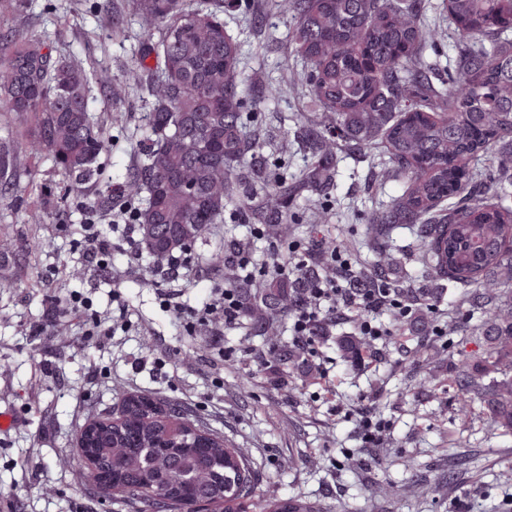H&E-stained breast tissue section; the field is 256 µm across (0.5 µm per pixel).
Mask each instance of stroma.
<instances>
[{
  "instance_id": "1",
  "label": "stroma",
  "mask_w": 512,
  "mask_h": 512,
  "mask_svg": "<svg viewBox=\"0 0 512 512\" xmlns=\"http://www.w3.org/2000/svg\"><path fill=\"white\" fill-rule=\"evenodd\" d=\"M116 18L123 32L111 38L106 28ZM223 18L247 79L243 119L273 134L256 155L267 179L295 187L284 218L271 220L261 196L228 202L220 222L192 244L189 271L175 278L156 275L149 254L132 257L116 233L113 274L105 277L78 247L82 206L121 217V185L144 154L146 112L145 94L126 86L125 73L147 38L131 0H0V31L36 30L54 54L95 60L112 76L109 86H91L92 114L104 118L109 140L96 183L76 191L41 159L31 165L34 193L0 198V238L10 244L17 280L13 293L0 295V408L17 417L0 431V512H121L83 488L71 458L79 427L131 395L175 404L196 426L223 435L270 499L314 512H451L457 500L474 512H512V435L488 434L476 414L460 418L449 381L459 359L485 352L482 314L469 307L468 289L425 262L416 225L387 238L366 233L372 212L400 191L383 175L389 162L382 150L341 147L331 177L299 185L318 159L305 135L320 129L321 116L301 64L288 57L275 0H229ZM268 84L283 86L278 100L263 97ZM302 113L308 123L298 122ZM336 238L358 269H381L393 287L419 299L404 331L377 338L376 359H347L338 350L337 337L356 333L349 321L332 339L301 347L288 311L274 314L280 338L272 341L249 314L215 335L204 325L188 328L162 300L176 292L188 307L211 302L228 284L223 270L204 261L214 249L231 256L244 247L259 264L270 247L285 259L295 246ZM34 239L40 249L32 254ZM76 296L87 304L84 318L61 315L46 322L44 334H31L52 300ZM100 318L112 329L104 341ZM427 367L436 380L425 385ZM366 410L387 427L376 448L359 432ZM394 482L410 483L411 493L386 496Z\"/></svg>"
}]
</instances>
